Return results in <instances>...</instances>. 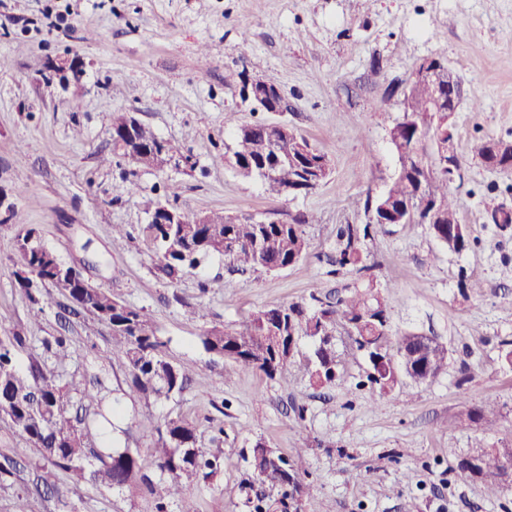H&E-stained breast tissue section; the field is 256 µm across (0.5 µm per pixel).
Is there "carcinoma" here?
Instances as JSON below:
<instances>
[{
	"label": "carcinoma",
	"mask_w": 512,
	"mask_h": 512,
	"mask_svg": "<svg viewBox=\"0 0 512 512\" xmlns=\"http://www.w3.org/2000/svg\"><path fill=\"white\" fill-rule=\"evenodd\" d=\"M446 83V75L433 81L412 84L404 94L403 118L390 130L399 168L386 191L366 197L364 210L405 216L416 223L433 211L432 236L450 254H460L471 245L465 225L459 220L457 201L448 193V169L437 165L421 166L429 145L416 132L432 130L436 113L431 111L436 86ZM126 114L112 118L113 151H120L126 128ZM225 127L232 129V151L239 172L260 178L265 191L273 196L288 195L309 173L310 162L301 152L307 142L290 132L278 135L266 123L242 124L236 113L227 112ZM137 139L147 148L162 145L169 153L186 161L191 157L181 147L164 140L148 126L136 130ZM495 223L512 224V212L485 201ZM160 215L148 223L156 242L162 271L170 278L186 267H194L212 254L224 256V263L235 271L273 272L298 263L306 254L308 241L304 217L290 222L255 219L251 216H226L209 213L206 224L194 220L182 224H161ZM373 224H343L336 233V257L332 273L348 268L368 271L363 241L371 236ZM15 275L19 290L32 305H64L74 315L87 313L107 324L116 350L131 376L130 390L139 399L170 400L186 389L190 370L171 363L161 352L163 342L156 326L139 310L112 298L108 291L92 285L76 267L63 261L47 247L34 228L18 232L14 242ZM39 276L31 281L25 273ZM346 294L334 298L310 294L309 300L264 308L242 328L210 324L201 333V343L211 361L228 359L245 369H256L274 377L294 357L300 339L310 341L304 370L315 386L333 384L339 379L338 355L334 339L340 329L352 339L368 365L370 387L382 394L401 395L400 384L409 379L421 384L436 377L448 366V350L414 341V335L392 336L387 303L373 281L360 288H345ZM27 337L17 330L0 334V417L6 419L34 448L43 451L51 469L43 470L40 483L55 489L56 471L70 475L75 483L91 481L122 489L142 484L155 501L156 512H169L170 505L183 499L188 487L198 478L215 473L223 461L221 448L205 451L198 447L194 426L183 419H170L160 425L148 421L157 432L156 446L144 457L129 448L107 451L91 441L92 430H100L112 420L102 409L99 382L79 390L84 415L76 420L68 415L69 390L60 375L45 372L37 363L22 368L15 351ZM44 351L62 366L70 356L67 337L59 335L43 341ZM498 403L487 398L466 411L468 421L483 424L497 413ZM306 449L298 448L293 457L277 453L260 441L243 456L250 472L249 484L260 490L247 499L250 512H289L288 490L293 477L306 478ZM512 468V446L469 449L457 462L458 475L484 485L489 494L500 496L512 491L504 480Z\"/></svg>",
	"instance_id": "cac0c4a2"
}]
</instances>
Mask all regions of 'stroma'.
<instances>
[{
	"instance_id": "obj_1",
	"label": "stroma",
	"mask_w": 512,
	"mask_h": 512,
	"mask_svg": "<svg viewBox=\"0 0 512 512\" xmlns=\"http://www.w3.org/2000/svg\"><path fill=\"white\" fill-rule=\"evenodd\" d=\"M0 187L15 203L0 227V331L27 336L22 366L55 370L42 341L60 330L56 309L31 305L13 275L14 237L36 228L45 244L92 284L144 313L159 329L166 358L196 372L184 392L150 404L127 396L128 369L111 355L112 333L92 315L69 331L64 383L97 376L121 400L120 446L141 452L156 434L143 419L182 418L198 445L224 450L221 468L188 491L194 512H247L243 460L256 440L283 454L305 451L314 512H512V495L489 497L463 481L459 457L479 446L512 444V370L498 355L512 340V226L488 219L493 196L512 209V173L474 155L488 139L512 141V0H0ZM441 58L464 94L451 117L461 169L448 186L471 246L447 254L424 224H382L364 243L389 304L391 331L429 336L447 347L448 366L432 380L404 384L395 399L363 387L367 365L345 334L336 352L343 374L311 385L300 356L275 377L224 360L209 366L192 315L241 327L257 311L330 295L353 274H330L336 229L364 224L352 199L380 194L398 160L390 129L420 60ZM83 65L80 82L49 77L51 63ZM272 79L287 111L263 112L241 96V71ZM134 114L181 144L192 166L159 174L112 153V116ZM278 122L326 154L331 173L306 195L268 196L260 178L231 160L224 115ZM189 215L220 212L257 219L309 216L308 249L277 272L239 273L222 256L167 277L147 229L162 197ZM130 242L112 247V227ZM495 397L500 413L468 424L467 408ZM304 415H297V408ZM223 436H216V428ZM0 451L20 467L0 485V512L28 496L29 512H154L139 488L74 484L31 494L44 459L0 419Z\"/></svg>"
}]
</instances>
